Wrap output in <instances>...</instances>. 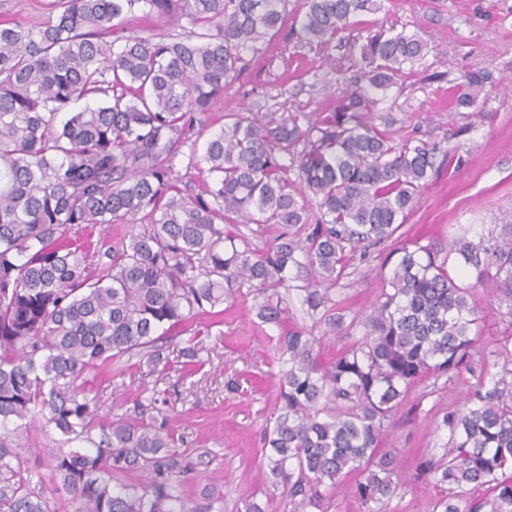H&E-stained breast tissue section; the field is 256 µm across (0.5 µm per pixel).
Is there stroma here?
Listing matches in <instances>:
<instances>
[{
	"instance_id": "stroma-1",
	"label": "stroma",
	"mask_w": 512,
	"mask_h": 512,
	"mask_svg": "<svg viewBox=\"0 0 512 512\" xmlns=\"http://www.w3.org/2000/svg\"><path fill=\"white\" fill-rule=\"evenodd\" d=\"M391 30L417 33L427 44L423 60L382 105L395 120L392 131L418 133L448 151L403 227L404 242L446 238L460 226L487 234L512 224V0H384L381 11L360 15L351 30L323 48L284 27L263 56L249 59L213 117L249 109L261 120L280 122L333 108L371 68L361 53L368 33ZM474 67L490 73L497 90L471 111L454 105L453 88ZM380 262L379 253H372L344 279L339 296L348 314L375 300ZM476 298L479 342L473 361L496 378L502 363L494 352L512 341V316L484 293ZM255 304L244 295L221 315L192 319L188 331L166 343L169 365L163 372L149 373L133 357L123 375L94 366L73 383L96 402L103 420L141 409L180 437V449L199 463L197 477L181 485L199 512H244L249 500L267 512L289 510L282 488L270 483L263 429L276 402L278 340L311 322L295 296L277 324L260 322ZM192 339L201 346L197 357L183 356ZM473 383L465 371L416 382L391 431L404 478L389 500L378 503L379 512H432L442 491L419 464L440 453L446 441L436 429L437 411L460 401ZM62 446V436L39 418L19 453L42 472Z\"/></svg>"
}]
</instances>
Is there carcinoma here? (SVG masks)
I'll list each match as a JSON object with an SVG mask.
<instances>
[{
	"label": "carcinoma",
	"mask_w": 512,
	"mask_h": 512,
	"mask_svg": "<svg viewBox=\"0 0 512 512\" xmlns=\"http://www.w3.org/2000/svg\"><path fill=\"white\" fill-rule=\"evenodd\" d=\"M383 0H304L298 34L328 45L351 18ZM38 24L0 21V430L19 446L42 415L89 448L49 457L54 492L76 512H196L174 479L197 464L174 432L124 417L104 424L69 389L89 367L163 360L159 340L244 294L264 323L301 292L311 326L279 339L276 404L266 419L272 484L289 512H310L355 475L353 495L383 502L396 489L391 422L424 377H476L462 403L441 410L448 440L422 463L445 495L440 512H512V381L473 365L477 300L467 277L512 317V224L488 236L399 244L441 144L397 137L370 122L404 66L425 56L420 36L368 38L375 67L328 112L270 126L243 110L212 120L246 56L265 52L288 0H49ZM165 29L119 37L136 19ZM493 82L462 75L455 103L471 108ZM94 104L74 111L83 99ZM205 138L202 156L196 144ZM202 168L189 192L175 160ZM319 219L309 223L308 203ZM83 224L122 228L99 254L70 247ZM374 303L346 319L336 299L354 261L387 243ZM457 275H452V272ZM347 346L322 360V342ZM100 431L94 440V431ZM486 487L473 502L468 491ZM0 508L54 512L42 477L0 445Z\"/></svg>",
	"instance_id": "carcinoma-1"
}]
</instances>
